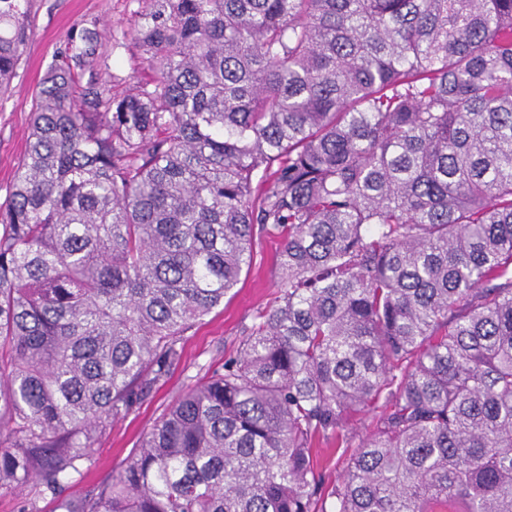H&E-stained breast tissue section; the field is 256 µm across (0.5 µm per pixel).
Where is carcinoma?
Here are the masks:
<instances>
[{
  "instance_id": "cac0c4a2",
  "label": "carcinoma",
  "mask_w": 512,
  "mask_h": 512,
  "mask_svg": "<svg viewBox=\"0 0 512 512\" xmlns=\"http://www.w3.org/2000/svg\"><path fill=\"white\" fill-rule=\"evenodd\" d=\"M137 2L145 77L99 81L100 33L72 30L0 205V489L63 512H512V0ZM28 37L29 0H0L1 93ZM263 235L277 304L62 498ZM341 452L342 450H340L338 454H336V449L335 451H322V456L324 457V461L322 464V466L324 467L323 476L326 484H332L336 482V480L342 473L344 466L346 465V457H340Z\"/></svg>"
}]
</instances>
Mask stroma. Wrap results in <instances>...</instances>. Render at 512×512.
Here are the masks:
<instances>
[{
	"label": "stroma",
	"instance_id": "obj_1",
	"mask_svg": "<svg viewBox=\"0 0 512 512\" xmlns=\"http://www.w3.org/2000/svg\"><path fill=\"white\" fill-rule=\"evenodd\" d=\"M138 8L137 0H31L30 36L12 87L0 96V203L7 197L25 149L35 91L57 48L73 28L81 25L96 26L103 43H111L113 36L131 33ZM280 248L279 239L258 238L252 264L243 271L237 288L189 332L181 358L168 375L151 385L128 415L115 420L99 436L92 466L69 483L66 495H85L110 480L113 469L123 463L172 400L235 356L257 312L277 299L276 260Z\"/></svg>",
	"mask_w": 512,
	"mask_h": 512
}]
</instances>
